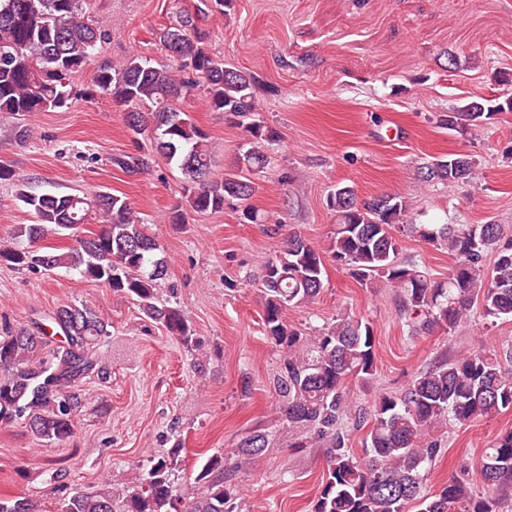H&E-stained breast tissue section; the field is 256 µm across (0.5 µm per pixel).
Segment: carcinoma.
I'll list each match as a JSON object with an SVG mask.
<instances>
[{"instance_id":"cac0c4a2","label":"carcinoma","mask_w":512,"mask_h":512,"mask_svg":"<svg viewBox=\"0 0 512 512\" xmlns=\"http://www.w3.org/2000/svg\"><path fill=\"white\" fill-rule=\"evenodd\" d=\"M88 0H0V112L25 116L68 104L80 94L72 76L88 66L105 30L89 15ZM156 38L172 58L170 67L132 54L118 65H99L92 88L80 95L108 97L123 108L126 127L135 136L151 130V150L176 163L184 180L187 209L170 213L171 224L186 223L187 212L215 213L254 192L250 175L264 168L259 145L275 141V132L255 119L259 105L252 74L230 67L214 55L209 35L190 14L176 26L158 29ZM204 94L212 112H222L242 129L250 148L239 154L224 180L210 179L208 134L192 116L176 107L181 98ZM512 111L504 102L473 101L448 115V125L465 127ZM423 179L470 182L474 164L466 154H450L422 166ZM12 181L16 199L35 216L0 244V265L71 268L114 292L136 301L141 315L193 351L203 350L182 310L159 297L169 258L131 204L110 193L37 195L26 190L15 172L0 165V182ZM336 213L328 251L360 284L375 281L398 291L412 336L436 327L452 331L476 304L490 322L512 320V235L500 224H421L410 229L423 241L448 249L454 263L439 280L416 263L398 260L401 224L408 212L401 196H377L360 203L354 187L338 186L327 197ZM100 230L88 232L92 218ZM67 236L76 245L65 252L43 244ZM494 258L485 265L487 255ZM326 268L323 250L293 235L265 266L263 326L280 349L274 386L277 418L301 434L296 448L326 449V478L312 512H499L501 495L512 489V430L492 440L481 457L486 490L477 493L452 478L430 494L423 489L425 465L438 455L433 431L450 421L467 424L512 409V346L459 352L441 357L414 375L404 391L385 393L372 409L358 410L367 425L364 457L348 447L344 420L352 405L347 385L375 374V336L370 322L340 313L307 336L288 325L284 311L317 298ZM0 336V423L25 421L36 440L60 444L74 432L82 408L76 389L107 368L93 349L111 335L112 322L91 307L60 305L48 318ZM270 445L265 429L243 435L230 455L213 454L202 464L194 485L176 484L183 442L123 488L107 478L93 490L77 484L60 512H242L243 489L228 483L236 458L255 460ZM0 512H36L25 499L0 498Z\"/></svg>"}]
</instances>
